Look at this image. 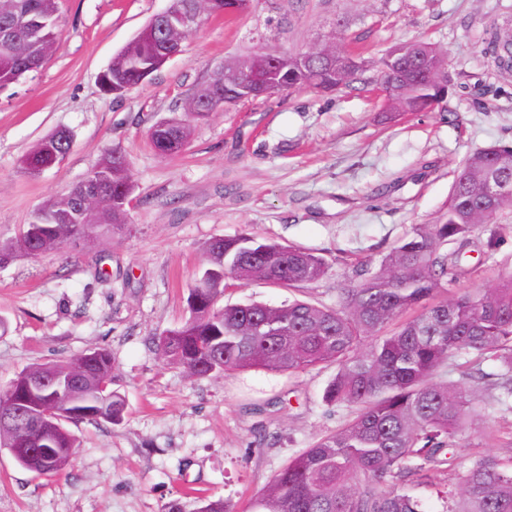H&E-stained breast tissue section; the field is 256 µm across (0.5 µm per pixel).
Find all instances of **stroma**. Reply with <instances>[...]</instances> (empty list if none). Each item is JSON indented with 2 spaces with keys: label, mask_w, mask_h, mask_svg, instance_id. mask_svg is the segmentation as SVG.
<instances>
[{
  "label": "stroma",
  "mask_w": 512,
  "mask_h": 512,
  "mask_svg": "<svg viewBox=\"0 0 512 512\" xmlns=\"http://www.w3.org/2000/svg\"><path fill=\"white\" fill-rule=\"evenodd\" d=\"M168 0H59L60 50L0 91V236H15L47 199L67 192L110 153L135 189L127 222L106 246L81 240L0 268V389L23 369L103 348L124 395L121 422H82L72 467L51 479L0 450V512H163L195 493L248 512L273 475L319 436L342 427L346 407L322 396L329 368L294 374L248 370L192 380L162 362L157 339L190 316V288L204 270V246L242 233L323 254L319 282L284 289L234 283L228 304L336 302L359 262L380 259L411 225L445 206L471 152L512 142V72L483 53L487 32L512 29V0H250L232 16L202 14L182 50L144 83L116 97L98 76ZM368 65L410 40L448 55L444 111L386 112L373 90L295 89L211 113L175 156L151 145L159 121L224 64L278 47L305 50L337 14ZM71 133L64 160L36 176L21 160L57 130ZM468 288H491L512 266V240L486 258L470 252ZM512 458V410L474 422L453 473L408 485L427 512H442L449 485L482 453Z\"/></svg>",
  "instance_id": "obj_1"
}]
</instances>
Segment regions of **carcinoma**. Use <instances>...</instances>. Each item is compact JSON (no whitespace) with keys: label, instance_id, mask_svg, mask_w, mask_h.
<instances>
[{"label":"carcinoma","instance_id":"carcinoma-1","mask_svg":"<svg viewBox=\"0 0 512 512\" xmlns=\"http://www.w3.org/2000/svg\"><path fill=\"white\" fill-rule=\"evenodd\" d=\"M58 0H0V78L13 83L35 71L58 50ZM336 27L331 56L336 67L319 61L303 74L283 77L287 89L318 88L328 79L347 88L369 84L364 75L346 80L339 67L360 56ZM185 33L137 35L112 59L108 83L121 94L145 81L162 50L179 51ZM486 50L499 67L512 68V33H496ZM403 80L384 100L387 112H433L435 80L449 82L444 53L432 44L414 40L392 48ZM224 97V106L239 104L228 96L221 79L189 100L187 112L175 131L153 127L150 140L161 154L176 155L175 139L186 145L201 98ZM43 143L23 158L31 175L32 164H44ZM103 174L100 195L91 206L75 208L74 199L88 186L76 184L62 197L44 203L31 215L14 243L0 242V254L38 256L72 238L98 240L126 221V204L134 181L126 164L115 156L91 172V181ZM497 194H485L488 182ZM512 209V145L496 150L478 149L467 156L451 184L448 202L428 224H414L382 258L355 271L339 289L336 304L326 306L295 299L281 306L247 301L217 305L227 282L264 281L284 288H300L321 280L328 262L314 251L281 244L249 234L215 238L205 248V288H192L190 318L167 330L158 341L160 356L182 367L195 379L226 376L261 369L293 373L312 367H333L324 402L331 407L355 408L343 428L317 439L293 457L255 500L252 512H425L423 502L404 485L425 468L457 466V448L468 425L481 416L482 407L466 383L441 377L452 362L463 376L486 380L493 394L490 403L512 408V269H502L490 289L448 286L467 274L463 258L474 240L488 256L496 254L512 235V227L497 220ZM485 361L496 371L471 366ZM30 378L43 379L46 389L27 395V408L53 409L51 388L72 383L77 422L123 419L125 399L119 390L112 397L99 391L115 384L109 352L94 349L64 363L33 366L0 390V411L8 408V393ZM39 442L59 456L60 462L37 469L53 476L73 465L76 436L63 423L18 416L0 426V448L20 442ZM165 512H232L222 499L194 497L174 500ZM444 512H512V463L492 453L474 457L461 482L448 490Z\"/></svg>","mask_w":512,"mask_h":512}]
</instances>
